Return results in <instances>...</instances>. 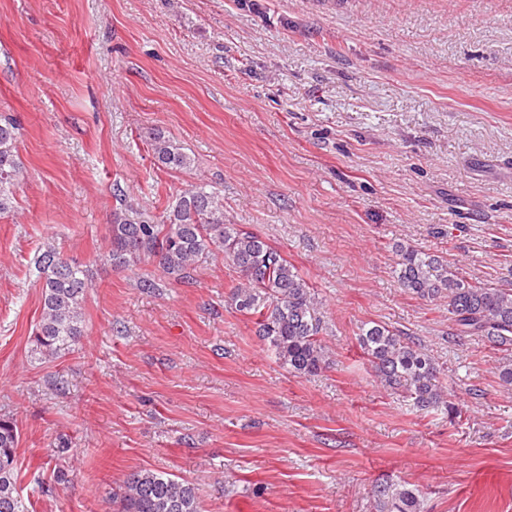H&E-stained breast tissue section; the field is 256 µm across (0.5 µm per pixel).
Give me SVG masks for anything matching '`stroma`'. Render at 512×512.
<instances>
[{"label":"stroma","mask_w":512,"mask_h":512,"mask_svg":"<svg viewBox=\"0 0 512 512\" xmlns=\"http://www.w3.org/2000/svg\"><path fill=\"white\" fill-rule=\"evenodd\" d=\"M5 112L23 176L0 219V418L28 512H116L140 470L196 485L202 512H376L386 483L421 512H512L503 353L395 273L402 244L512 283V0H0ZM156 132L189 169L156 161ZM200 184L318 294V375L235 311L223 257L186 283L106 261L114 186L158 217ZM49 246L91 287L80 342L45 358ZM371 321L427 350L461 418L383 388Z\"/></svg>","instance_id":"35a3bbf8"}]
</instances>
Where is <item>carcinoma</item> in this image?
Returning <instances> with one entry per match:
<instances>
[{
	"instance_id": "obj_1",
	"label": "carcinoma",
	"mask_w": 512,
	"mask_h": 512,
	"mask_svg": "<svg viewBox=\"0 0 512 512\" xmlns=\"http://www.w3.org/2000/svg\"><path fill=\"white\" fill-rule=\"evenodd\" d=\"M19 124L0 114V218L13 209V190L22 176L18 154ZM160 163L171 170L190 167L191 158L158 132L150 141ZM106 260L130 268L147 259L178 282L191 278L197 266L215 253L239 274L230 305L253 320L256 333L273 349L288 372L315 375L329 365L321 336L326 330L314 289L282 253L239 224L224 222V197L205 186H193L175 197L158 219L122 199L108 227ZM397 277L403 288L424 299L448 300V319L456 335L484 337L501 350L512 349V288L473 280L438 255L398 245ZM42 275V311L32 338L37 354L56 356L83 336V306L91 288L83 267L54 247L38 255ZM357 342L380 383L421 410L444 406L458 414L432 357L416 342L386 324L364 323ZM16 425L0 418V512H25L17 467ZM374 496L387 512H419L416 493L380 485ZM119 512H201L198 488L152 471L131 474L124 483Z\"/></svg>"
}]
</instances>
